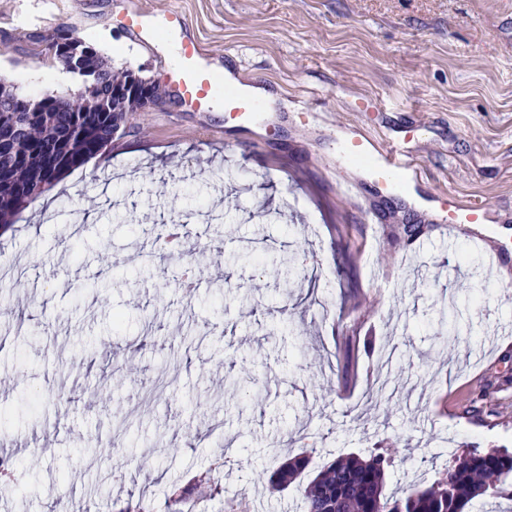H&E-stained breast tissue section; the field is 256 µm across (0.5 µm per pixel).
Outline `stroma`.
I'll return each instance as SVG.
<instances>
[{
  "instance_id": "stroma-1",
  "label": "stroma",
  "mask_w": 512,
  "mask_h": 512,
  "mask_svg": "<svg viewBox=\"0 0 512 512\" xmlns=\"http://www.w3.org/2000/svg\"><path fill=\"white\" fill-rule=\"evenodd\" d=\"M171 8L203 64L275 91L272 111L168 93L167 43L125 14ZM61 24L167 94L60 183L50 219L32 202L0 232V262L27 273L0 281V512H169V486L201 472L224 488L206 512L242 490L251 512H302L266 475L303 451L315 470L393 448L399 494L450 455L512 450V0H0L19 94L79 95V77L37 78V38ZM410 129L417 205L338 151L356 137L376 157ZM449 194L482 223L441 229ZM174 220L189 236L169 257ZM383 375L400 395L357 413Z\"/></svg>"
}]
</instances>
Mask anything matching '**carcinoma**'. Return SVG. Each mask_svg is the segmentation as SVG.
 <instances>
[{
	"mask_svg": "<svg viewBox=\"0 0 512 512\" xmlns=\"http://www.w3.org/2000/svg\"><path fill=\"white\" fill-rule=\"evenodd\" d=\"M84 70L107 89L122 83L94 48L84 58ZM20 99L12 85L0 83V128L16 129L10 141L0 144V226L65 171L105 151L134 112L109 96L104 107L78 98L74 107L58 112H17ZM393 463L387 451L338 456L309 478L310 458L302 454L276 469L268 485L274 492L295 486L304 512H475L489 498L512 501V486H504L512 477V453L506 450L455 457L432 483H415L401 496L386 492V471ZM218 493L193 477L176 485L169 500L181 512L186 502L210 500Z\"/></svg>",
	"mask_w": 512,
	"mask_h": 512,
	"instance_id": "carcinoma-1",
	"label": "carcinoma"
}]
</instances>
